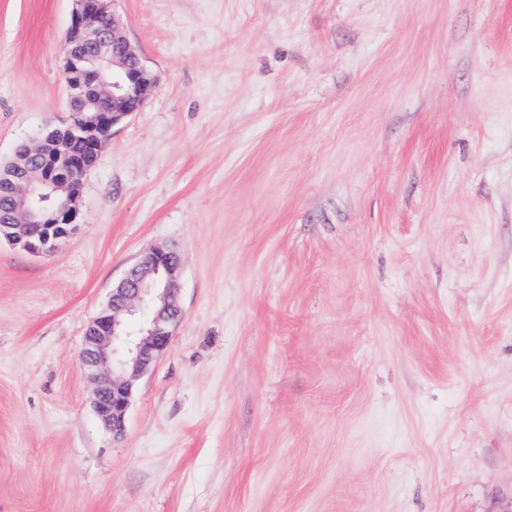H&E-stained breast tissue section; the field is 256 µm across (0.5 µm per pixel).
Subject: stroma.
<instances>
[{"label":"stroma","mask_w":512,"mask_h":512,"mask_svg":"<svg viewBox=\"0 0 512 512\" xmlns=\"http://www.w3.org/2000/svg\"><path fill=\"white\" fill-rule=\"evenodd\" d=\"M156 79L45 256L0 243V512L512 506V0H117ZM72 0H0V159L67 120ZM182 317L97 420L139 257ZM181 273L176 252L153 248L112 287L105 308L86 329L81 364L96 385L95 414L113 435L123 430L134 382L167 350L182 316L176 288ZM136 315L142 322L132 331Z\"/></svg>","instance_id":"stroma-1"}]
</instances>
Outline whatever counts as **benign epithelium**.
I'll return each instance as SVG.
<instances>
[{"label": "benign epithelium", "instance_id": "obj_1", "mask_svg": "<svg viewBox=\"0 0 512 512\" xmlns=\"http://www.w3.org/2000/svg\"><path fill=\"white\" fill-rule=\"evenodd\" d=\"M114 2L73 0L63 43L68 138L81 141L88 154L76 157L65 145L46 154L41 134L28 143L35 165L0 167V184L9 189L17 218L0 226V241L29 254L53 251L79 224L83 176L103 140L155 92V78L126 40ZM181 273L176 252L153 248L112 287L86 329L81 364L95 383V414L114 435L123 430L134 382L167 350L182 316Z\"/></svg>", "mask_w": 512, "mask_h": 512}]
</instances>
